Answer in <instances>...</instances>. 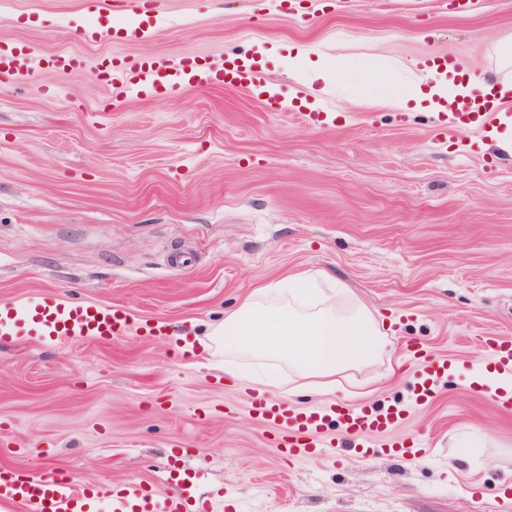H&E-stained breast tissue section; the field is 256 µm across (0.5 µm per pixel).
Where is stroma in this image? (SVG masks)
<instances>
[{
    "label": "stroma",
    "instance_id": "35a3bbf8",
    "mask_svg": "<svg viewBox=\"0 0 512 512\" xmlns=\"http://www.w3.org/2000/svg\"><path fill=\"white\" fill-rule=\"evenodd\" d=\"M140 21L138 40L77 34ZM0 40L92 63L256 53L292 100L275 112L208 86L116 103L89 71L0 80V299L51 291L169 328L0 342L1 468L163 494L200 471L212 512H469L475 497L512 512V411L471 380L491 367L479 337L512 338V151L398 104L434 56L497 77L512 0H327L307 18L264 0H0ZM316 63L329 81H312ZM321 99L335 122L304 125ZM316 271L388 340L334 400L405 415L369 454L288 460L243 407L250 384L212 367L203 341L253 289ZM410 343L448 361L432 402L414 400ZM413 437L426 456L389 455Z\"/></svg>",
    "mask_w": 512,
    "mask_h": 512
}]
</instances>
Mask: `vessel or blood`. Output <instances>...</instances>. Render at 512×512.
I'll return each instance as SVG.
<instances>
[{
    "instance_id": "1",
    "label": "vessel or blood",
    "mask_w": 512,
    "mask_h": 512,
    "mask_svg": "<svg viewBox=\"0 0 512 512\" xmlns=\"http://www.w3.org/2000/svg\"><path fill=\"white\" fill-rule=\"evenodd\" d=\"M86 66L77 54H57L33 59L29 48L0 43V73L26 75L34 69H50L66 76ZM106 79L114 97L127 100L162 90L219 85L257 96L267 93L265 75L259 61L231 58L209 62L198 56L178 59L150 55L109 57L95 68ZM499 104L488 96L453 97L445 103V132L469 129L490 131ZM131 323L127 309L120 305L99 306L64 300L53 295L40 296L23 304L0 301V340L20 332L50 339L89 338L108 341L120 335ZM486 344L495 369L512 371V338L490 337ZM407 350L417 360L415 391L419 402L437 397V383L448 373V362L423 353L415 344ZM245 405L257 418L270 424L274 445L284 457H308L316 453L318 438L329 422H336L352 447L360 448L368 435L394 429L403 419L398 407L383 410L373 405L349 407L343 403L317 404L300 410L287 399L267 393H249ZM182 490L175 496L160 495L149 482L129 480L105 490L57 474L39 480H24L0 470V501L21 506L23 512H93L99 499H107L110 512H210L209 500L197 496L190 476H182Z\"/></svg>"
}]
</instances>
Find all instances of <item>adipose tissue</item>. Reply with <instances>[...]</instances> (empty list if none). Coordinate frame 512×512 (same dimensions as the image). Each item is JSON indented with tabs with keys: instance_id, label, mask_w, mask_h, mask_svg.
<instances>
[{
	"instance_id": "1",
	"label": "adipose tissue",
	"mask_w": 512,
	"mask_h": 512,
	"mask_svg": "<svg viewBox=\"0 0 512 512\" xmlns=\"http://www.w3.org/2000/svg\"><path fill=\"white\" fill-rule=\"evenodd\" d=\"M327 282L295 275L255 289L215 333L225 366L251 360L252 374L275 385L270 369L284 363L314 391L330 393L337 375L379 359L387 341L372 311Z\"/></svg>"
}]
</instances>
